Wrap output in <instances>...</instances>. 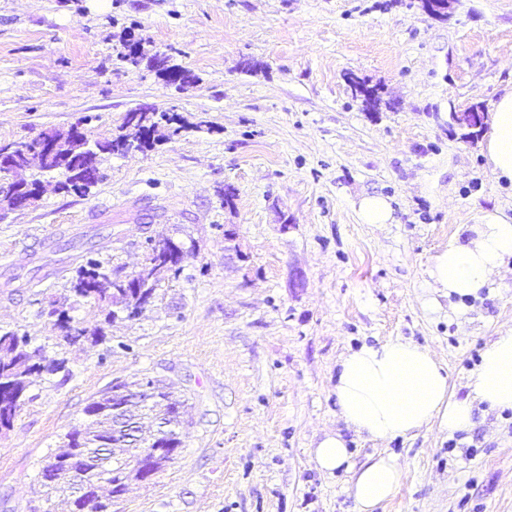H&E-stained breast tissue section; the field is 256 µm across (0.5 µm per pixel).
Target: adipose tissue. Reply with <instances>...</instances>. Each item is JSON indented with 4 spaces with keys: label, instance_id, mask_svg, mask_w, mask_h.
I'll use <instances>...</instances> for the list:
<instances>
[{
    "label": "adipose tissue",
    "instance_id": "ef3b65f1",
    "mask_svg": "<svg viewBox=\"0 0 512 512\" xmlns=\"http://www.w3.org/2000/svg\"><path fill=\"white\" fill-rule=\"evenodd\" d=\"M486 166L495 180L512 182V88L495 101L485 134ZM468 244L438 253L430 276L436 288L460 299L490 286L505 258L512 257V216L482 211ZM470 392L458 399L448 375L424 346L402 339L364 345L342 357L336 375L338 411L347 425L370 439L387 441L440 424L449 433L467 431L475 404L512 409V329L499 332L470 376ZM402 476L395 458L379 455L355 470L349 491L359 512H376L396 492Z\"/></svg>",
    "mask_w": 512,
    "mask_h": 512
}]
</instances>
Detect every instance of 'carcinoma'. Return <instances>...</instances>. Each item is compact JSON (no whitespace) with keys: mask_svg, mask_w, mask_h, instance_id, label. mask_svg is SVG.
<instances>
[{"mask_svg":"<svg viewBox=\"0 0 512 512\" xmlns=\"http://www.w3.org/2000/svg\"><path fill=\"white\" fill-rule=\"evenodd\" d=\"M451 120L461 131V139L478 136L471 126L470 113L456 112ZM203 127V122L190 123L176 109L170 108L151 113L135 132L123 126L113 138L93 143L72 127L66 131L56 129L54 139L58 149L52 156L45 153L39 138L22 144V149L16 151L11 144L0 143V173L3 174L0 200L9 206L13 205V200L26 196L32 202L37 200L33 191L40 186L39 180H9V174L23 170L45 174L65 168L72 175L58 183V189L83 194L101 177L102 155L128 153L119 142L135 141L139 149L148 150L159 141L198 132ZM182 271V265L171 253L158 251L147 243L144 265L136 272L138 287L130 288L113 279L112 269L89 251L76 277L70 281V291L108 310V317L112 318L118 313L128 314L133 308L151 305L160 280L166 276L175 279ZM49 315L57 317L63 340L70 345L96 343L103 338L101 329H89L56 307L50 309ZM64 370L66 359L50 357L43 348L31 347L28 337L16 330L0 328V432L10 430L23 405L35 399L31 393L33 378ZM184 411L185 400L161 384L146 403H117L112 392L103 391L85 406L86 423L68 432L63 445L39 462L38 477L47 494L61 497L66 512H78L82 505L91 501L97 502L100 512H112V506L122 499L129 484L142 481L135 464L154 437L162 434L168 447H182ZM76 456H86L92 464L78 468L73 476L54 479L52 472Z\"/></svg>","mask_w":512,"mask_h":512,"instance_id":"obj_1","label":"carcinoma"}]
</instances>
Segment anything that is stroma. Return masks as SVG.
Segmentation results:
<instances>
[{
    "mask_svg": "<svg viewBox=\"0 0 512 512\" xmlns=\"http://www.w3.org/2000/svg\"><path fill=\"white\" fill-rule=\"evenodd\" d=\"M130 34L146 56L136 67L119 59ZM157 55L196 83L167 82ZM349 73L382 89L379 111L353 98ZM511 86L512 0H453L444 21L420 0H0L1 142L77 123L100 140L142 106L207 123L103 156L86 195L45 174L38 201L0 208V328L69 368L36 379L0 435V512H30L38 460L94 395L143 377L187 397L184 444L118 512H358L352 469L381 453L402 477L376 512H512V410L478 407L465 433L434 424L373 441L345 429L335 392L342 355L399 337L428 347L465 397L485 345L512 328L511 257L461 318L430 277L482 210H512L482 139L448 127L449 113L492 112ZM373 194L391 198L393 223L358 222ZM104 207L111 223L93 218ZM149 229L195 252L144 316L106 323L69 290L80 256L94 245L140 270ZM53 305L105 341L66 344ZM336 430L351 466L329 474L313 450Z\"/></svg>",
    "mask_w": 512,
    "mask_h": 512,
    "instance_id": "obj_1",
    "label": "stroma"
}]
</instances>
